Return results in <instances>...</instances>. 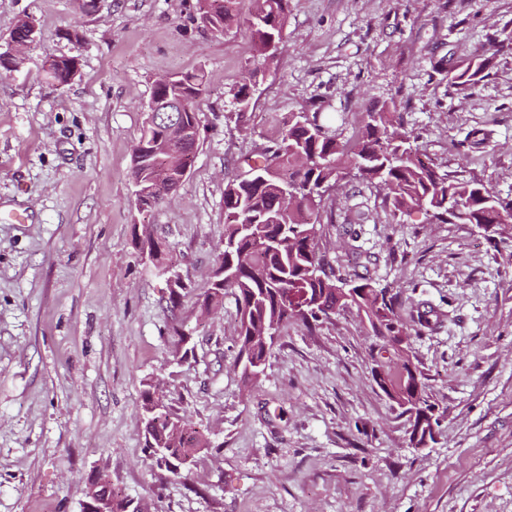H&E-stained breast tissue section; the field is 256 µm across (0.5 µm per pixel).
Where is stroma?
<instances>
[{
    "label": "stroma",
    "mask_w": 512,
    "mask_h": 512,
    "mask_svg": "<svg viewBox=\"0 0 512 512\" xmlns=\"http://www.w3.org/2000/svg\"><path fill=\"white\" fill-rule=\"evenodd\" d=\"M196 0H0V44L23 17L38 36L0 70V512H81L105 472L148 512H512V253L473 224L392 215L350 183L326 203L319 245L337 267L351 244L399 295L406 350L444 417L412 448L376 384L377 340L356 310L314 330L288 323L263 375L235 366L232 297H198L224 247V181L278 138L289 113L340 116L353 139L377 102L441 170L512 199V0H289L284 46L243 122L247 26L216 36ZM492 56L461 89L448 68ZM74 56L68 84L46 62ZM200 69V143L178 191L134 202L131 156L156 80ZM149 225L186 282L177 312L134 236ZM352 225L358 240L338 227ZM192 351L178 361L172 326ZM157 386L209 441L191 474L143 449L141 393Z\"/></svg>",
    "instance_id": "35a3bbf8"
}]
</instances>
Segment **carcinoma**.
<instances>
[{
    "label": "carcinoma",
    "instance_id": "1",
    "mask_svg": "<svg viewBox=\"0 0 512 512\" xmlns=\"http://www.w3.org/2000/svg\"><path fill=\"white\" fill-rule=\"evenodd\" d=\"M248 20L253 38L248 64L252 75L266 70L277 59L267 51V38H282L288 0H254ZM239 0H197L196 20L215 35L240 25ZM490 64L478 52L448 74L458 88H469L484 78ZM252 83L234 93L236 120L251 108ZM205 91V75L191 70L175 75L170 89L188 100L193 118L196 103ZM417 137L405 130L393 100L365 113L357 135L348 142L336 130L318 122V115L288 113L281 137L265 146L247 167L224 184V249L218 255L224 270V287L209 286L201 293V309L209 312L234 297L239 320V353L236 366L246 379L264 372L273 344L257 333L269 327L276 333L289 322L308 329L329 319V311L356 308L368 322L380 350L393 358L380 362L381 388L407 416L408 443L417 447L414 423L423 422L430 433L440 430L436 407L425 397L421 374L402 356L407 327L398 313L396 294L378 287L369 272L341 274L321 252L317 225L325 201L344 184L357 181L386 191L393 215L413 209L424 213L430 224L454 220L490 228L487 240L497 248H512V231L500 223L512 202L501 199L481 180H455L446 171L423 159ZM156 159L132 154L131 176L148 181L156 172ZM315 303L304 314L294 310L303 299ZM146 448H166L175 455L194 459L204 447L205 435L173 411L156 390L142 392Z\"/></svg>",
    "mask_w": 512,
    "mask_h": 512
}]
</instances>
